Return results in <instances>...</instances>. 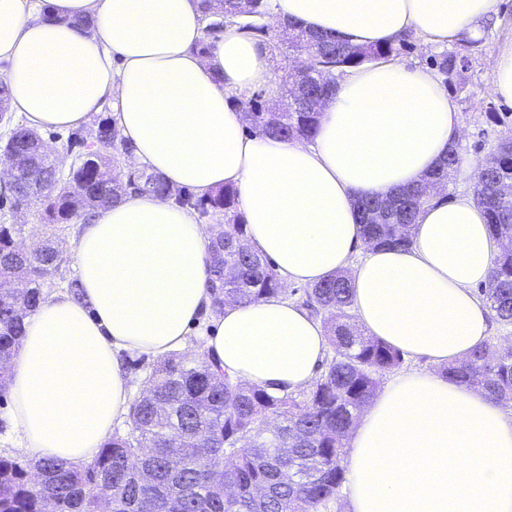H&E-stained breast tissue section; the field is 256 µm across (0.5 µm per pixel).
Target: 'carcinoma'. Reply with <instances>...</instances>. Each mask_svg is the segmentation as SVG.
<instances>
[{"mask_svg":"<svg viewBox=\"0 0 512 512\" xmlns=\"http://www.w3.org/2000/svg\"><path fill=\"white\" fill-rule=\"evenodd\" d=\"M208 24L200 43L205 54L235 23L249 36L266 37L275 26L265 0H202ZM288 52L304 56V73L286 74L285 95L271 103L258 95L237 106L250 132L281 140H310L321 113L299 98L329 97L336 75L408 47L407 37L368 47L349 46L327 36L290 27ZM442 81L465 87L464 62L454 53L432 60ZM84 148L65 176L42 148L38 131L23 124L11 128L0 148L22 152L31 162L16 171L11 207L31 202L30 182L41 183L36 203L49 226L64 231L71 221L131 193L168 196L171 187L159 175L131 165L133 147L115 124L101 120L91 137L80 130L68 138ZM498 163L478 168L475 196L484 208L492 238L502 243L480 294L499 323L512 326V199L495 200L487 189L512 181V144L501 143ZM462 157L455 150L421 183L391 194L398 206L381 208L385 198L358 203L363 245L402 247L410 243L403 228L437 198ZM176 203L201 217L224 214L209 244L210 309L249 304L286 295L273 263L247 244L238 211V192L224 187L198 196L178 192ZM15 224H0V392L24 334V318L45 297L44 278L61 260L54 235L23 250ZM303 304L323 323L328 356L320 378L298 394L273 396L222 370L203 354L171 352L153 365L145 396L131 403L130 429L103 445L93 463L73 467L45 459L35 465L0 456V512H330L346 479L342 465L351 430L371 404L385 374L404 362L403 353L366 334L353 322L350 274L338 272L304 290ZM448 378L479 389L498 403L512 401V346L485 342L468 359L443 368Z\"/></svg>","mask_w":512,"mask_h":512,"instance_id":"1","label":"carcinoma"}]
</instances>
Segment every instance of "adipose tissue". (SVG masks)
<instances>
[{"label":"adipose tissue","instance_id":"1","mask_svg":"<svg viewBox=\"0 0 512 512\" xmlns=\"http://www.w3.org/2000/svg\"><path fill=\"white\" fill-rule=\"evenodd\" d=\"M496 0H271L354 46L413 34L443 47L482 38ZM200 0H0L9 109L37 130L75 129L108 111L136 162L174 189L231 186L252 248L284 283L349 271L366 331L447 364L488 335L473 294L498 247L474 197L431 202L412 243L353 262L357 202L418 183L462 139L435 71L375 60L336 80L314 141L245 132L239 101L274 90L262 40L224 28L200 53ZM208 225L173 198L128 195L97 209L76 240L79 296L25 319L9 372L19 451L93 461L130 407L118 353L185 349L209 311ZM319 321L288 299L228 305L203 348L235 378L275 395L306 389L326 353ZM350 512H512V421L485 393L435 372L398 376L349 438Z\"/></svg>","mask_w":512,"mask_h":512}]
</instances>
